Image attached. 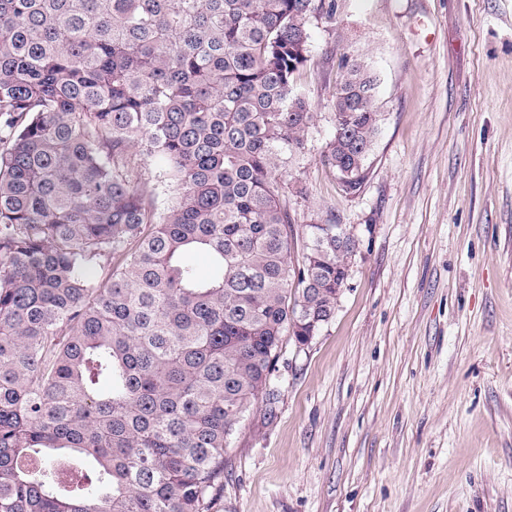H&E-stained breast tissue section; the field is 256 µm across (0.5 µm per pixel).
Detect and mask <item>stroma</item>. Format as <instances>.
<instances>
[{
  "mask_svg": "<svg viewBox=\"0 0 512 512\" xmlns=\"http://www.w3.org/2000/svg\"><path fill=\"white\" fill-rule=\"evenodd\" d=\"M299 86L296 223L358 248L332 320L284 342L210 512H512V0H335ZM378 77L356 190L321 160L342 57Z\"/></svg>",
  "mask_w": 512,
  "mask_h": 512,
  "instance_id": "35a3bbf8",
  "label": "stroma"
}]
</instances>
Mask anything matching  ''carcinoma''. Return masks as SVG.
Wrapping results in <instances>:
<instances>
[{
	"label": "carcinoma",
	"instance_id": "obj_1",
	"mask_svg": "<svg viewBox=\"0 0 512 512\" xmlns=\"http://www.w3.org/2000/svg\"><path fill=\"white\" fill-rule=\"evenodd\" d=\"M334 8L0 0V512H208L283 337L317 336L348 279L341 225L283 201ZM343 67L324 163L353 190L378 78Z\"/></svg>",
	"mask_w": 512,
	"mask_h": 512
}]
</instances>
